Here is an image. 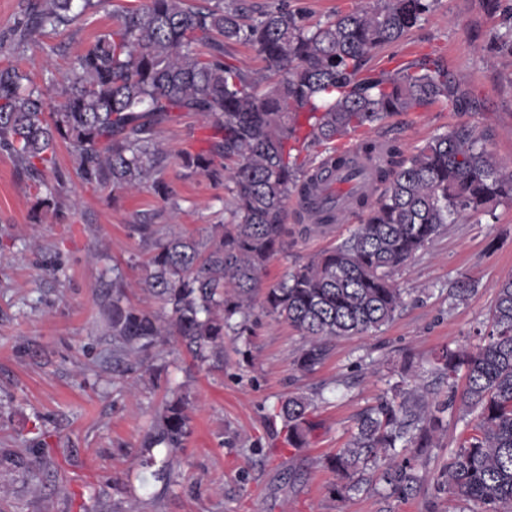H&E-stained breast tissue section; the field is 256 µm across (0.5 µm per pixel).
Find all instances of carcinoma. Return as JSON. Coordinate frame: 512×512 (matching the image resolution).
<instances>
[{"label": "carcinoma", "instance_id": "1", "mask_svg": "<svg viewBox=\"0 0 512 512\" xmlns=\"http://www.w3.org/2000/svg\"><path fill=\"white\" fill-rule=\"evenodd\" d=\"M74 2L28 4L15 36L28 42L106 8L108 0ZM435 2L377 0L368 10L309 26L286 0L257 12L245 0H143L112 14V28L73 59L64 100L53 109L44 93L23 91L26 73L0 66V151L39 186L46 172H57L62 142L84 184L165 196L159 174L169 154L159 147L157 128L187 113L214 129L207 150H181L176 163L187 175L224 182L233 197L231 220L201 238L161 237L149 218L132 225L150 247L143 285L159 308L126 305L122 277L112 279L103 313L114 362L143 364L172 344L203 367L223 355L224 338L250 335L259 305L301 333L297 365L313 371L336 339L369 335L393 321L405 304L396 271L447 225L485 213L492 202H512V168L497 161L472 127L438 134L408 156L393 143L371 173L379 194L352 198L362 219L349 236L261 292L268 262L288 245L293 195L305 198L319 223L338 220L298 162L302 151L436 103L479 109L470 86L434 53L388 72L366 68L373 51L417 27ZM240 43L256 49L265 78L230 61L231 46ZM472 292L462 277L449 295L465 302ZM490 319L489 330L477 332L476 351L446 346L430 360L448 384L446 398L401 381L358 417L347 445L325 461L336 476L337 499L370 484V471L383 486L379 512H391L392 499L417 494L444 415L458 406L466 432L439 472L436 491L474 505L470 512H512V277L499 283ZM461 372L465 386L458 394ZM311 406V399L291 396L274 409L295 448L315 426ZM191 412L190 396L180 389L156 412L137 457L155 478H168L178 465ZM157 447L166 450L159 460ZM2 467L21 469L36 483L47 462L1 450Z\"/></svg>", "mask_w": 512, "mask_h": 512}]
</instances>
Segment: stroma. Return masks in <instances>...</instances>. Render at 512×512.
<instances>
[{
    "label": "stroma",
    "mask_w": 512,
    "mask_h": 512,
    "mask_svg": "<svg viewBox=\"0 0 512 512\" xmlns=\"http://www.w3.org/2000/svg\"><path fill=\"white\" fill-rule=\"evenodd\" d=\"M140 0H110L108 9L49 30L17 46L13 29L27 0H0V65H13L42 88L61 83L72 60L112 25V11ZM512 0L487 10L482 0H437L433 11L399 41L372 52L370 66L391 70L422 53L437 52L473 88L477 112L437 104L389 118L372 130L413 152L435 135L473 126L503 164L512 167ZM202 118L185 115L161 127L170 152L208 149ZM63 185L56 207L36 212L37 191L0 152V448L49 460L38 486L21 473L0 470V512H378L371 493L341 502L329 491L324 460L343 447L360 413L398 381H414L444 395L448 388L427 371L431 351L448 345L476 349L486 329L498 283L512 276V204L463 218L397 272L406 304L394 320L366 336L336 340L314 372L297 369L301 335L255 310L250 341L225 340L223 358L197 369L186 352L164 365L112 361L102 303L120 268L126 302L139 308L149 250L131 227L151 218L159 234L206 235L231 219L223 184L184 176L168 164L161 178L168 197L85 185L65 144L57 146ZM307 236L289 235L263 277L272 286L313 254L336 245L358 224ZM475 289L467 303L449 299L459 277ZM186 385L195 409L191 433L177 453L171 484L136 468L140 445L168 389ZM310 398L316 428L303 447L288 446L272 416L279 400ZM464 431L449 420L429 464L430 478L393 512H465V504L436 492L433 482Z\"/></svg>",
    "instance_id": "obj_1"
}]
</instances>
